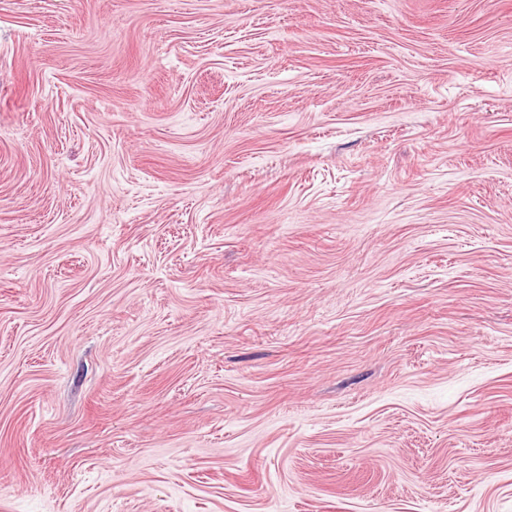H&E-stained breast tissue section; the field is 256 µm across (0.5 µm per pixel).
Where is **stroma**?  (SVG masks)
Segmentation results:
<instances>
[{
	"label": "stroma",
	"instance_id": "1",
	"mask_svg": "<svg viewBox=\"0 0 512 512\" xmlns=\"http://www.w3.org/2000/svg\"><path fill=\"white\" fill-rule=\"evenodd\" d=\"M0 512H512V0H0Z\"/></svg>",
	"mask_w": 512,
	"mask_h": 512
}]
</instances>
